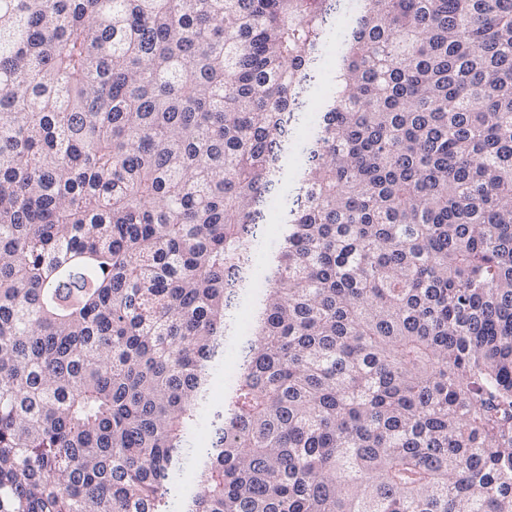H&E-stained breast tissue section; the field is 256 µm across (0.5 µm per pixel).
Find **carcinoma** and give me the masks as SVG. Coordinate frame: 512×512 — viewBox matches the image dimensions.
<instances>
[{"label": "carcinoma", "instance_id": "obj_1", "mask_svg": "<svg viewBox=\"0 0 512 512\" xmlns=\"http://www.w3.org/2000/svg\"><path fill=\"white\" fill-rule=\"evenodd\" d=\"M182 512H512V0H359ZM335 0H0V512H171Z\"/></svg>", "mask_w": 512, "mask_h": 512}]
</instances>
